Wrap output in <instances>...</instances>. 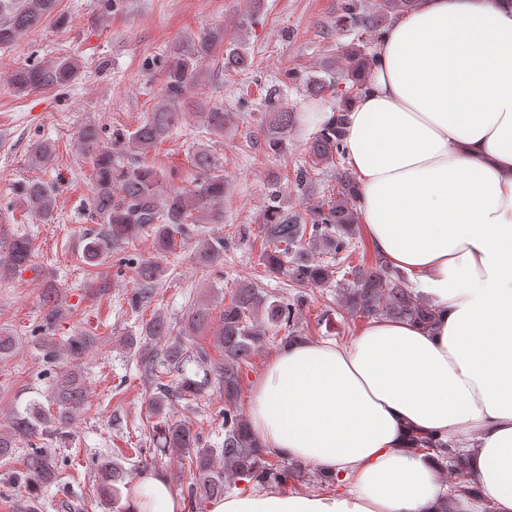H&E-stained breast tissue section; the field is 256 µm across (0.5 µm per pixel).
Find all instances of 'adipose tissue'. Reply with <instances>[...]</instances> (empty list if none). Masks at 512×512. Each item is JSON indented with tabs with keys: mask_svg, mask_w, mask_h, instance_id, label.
Here are the masks:
<instances>
[{
	"mask_svg": "<svg viewBox=\"0 0 512 512\" xmlns=\"http://www.w3.org/2000/svg\"><path fill=\"white\" fill-rule=\"evenodd\" d=\"M345 142L361 224L435 321L281 347L255 382L251 428L339 487L229 493L209 512H439L440 461L408 451L414 431L470 437L469 512H512V0H421L394 19ZM126 505L182 512L152 472Z\"/></svg>",
	"mask_w": 512,
	"mask_h": 512,
	"instance_id": "ef3b65f1",
	"label": "adipose tissue"
}]
</instances>
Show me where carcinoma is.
I'll return each instance as SVG.
<instances>
[{"mask_svg":"<svg viewBox=\"0 0 512 512\" xmlns=\"http://www.w3.org/2000/svg\"><path fill=\"white\" fill-rule=\"evenodd\" d=\"M418 0H378L371 8L365 0H340L336 27L359 32L357 42L344 47L340 66L311 77L306 85L309 96H340L331 114L321 121L308 141V158L295 171V182L308 190L315 188L324 174L334 173L336 187L315 197L302 214L285 209L280 190L274 189L262 214L263 241L268 247L260 255V264L268 275L283 274L291 282L293 293L278 299L252 282L241 281L233 289L230 301L218 317L212 308L199 304L187 312L186 330L174 331L167 317L156 314L141 325L136 336H126L122 345L138 353L141 376L152 386L149 406L156 416H163L167 405L175 400L194 402L213 390L224 396L222 421L211 446L202 441L193 425L186 421L162 420L156 427L154 440L158 451L181 460V465L198 475L188 485L191 509H199L209 499L221 498L227 488L242 480L256 487L302 482L307 476L304 466L286 459L280 464L268 462L251 431L240 406L241 371L251 355L270 339L286 346L305 340L299 326V315L309 302L310 292L318 288H334L341 309L351 318L389 317L429 325L435 310L412 292L405 273L394 268L380 252L365 259L359 250V214L354 176L345 168L346 147L342 134L345 107L365 90L374 63L372 45L386 31L387 23L396 15L417 6ZM58 0H0V46L9 45L26 32L51 17ZM214 67L229 74L252 66L250 53L243 42L224 35V29L212 30L197 40L190 56L176 57L164 74V95L134 129L127 141L115 149L99 146V130L87 124L79 132V141L94 153L92 195L88 210L99 223L101 232L86 237L83 257L90 266L104 262L112 254L124 250L135 239L146 234L153 238L156 252L168 256L186 243H191L194 258L209 270L224 266V251L250 234L245 224L232 227L217 236L200 228L202 224L224 223V174L207 148L196 149L190 158L199 178L193 187L165 189L161 174L141 162V155L166 140L181 124L188 104V93L197 82L202 68ZM80 64L73 57H62L44 64L21 67L10 81L20 94L68 88L78 77ZM344 84V92L336 90ZM208 133L224 136V125L231 124L224 104L214 103L201 113ZM295 123L294 113L277 105L268 113L264 145L271 155L283 153L288 145V132ZM56 147L49 141L32 143V160L47 164L53 160ZM19 202L25 210L45 221L53 219L54 190L42 181L21 185ZM325 253L329 261L310 257L311 250ZM359 254L358 262L352 256ZM34 252L27 233L13 232L0 240V275L29 265ZM137 288L127 300L133 311L150 302L155 284L164 268L155 261L135 262L126 259ZM45 312L41 324V345L48 363L67 360L76 362L92 348L94 339L77 333L66 342L63 354L53 343V331L64 309L57 290L43 294ZM218 326H213V322ZM211 333L209 345L194 340L195 334ZM86 402L83 377L72 368L53 379L49 406L38 401L22 411H14L0 423V458L16 453L25 444L23 469L10 477L17 492L16 512H39L42 490L56 485L58 491L68 488L58 466L56 451L40 445L49 435L65 433L75 412ZM408 445L413 450L431 451L446 463L453 476L452 501L472 495L467 479V456L436 434L413 433ZM223 458L222 466L216 457ZM99 478L100 496L112 503L117 512H127L121 504L123 491L131 490L124 471L106 455L94 458Z\"/></svg>","mask_w":512,"mask_h":512,"instance_id":"obj_1","label":"carcinoma"}]
</instances>
